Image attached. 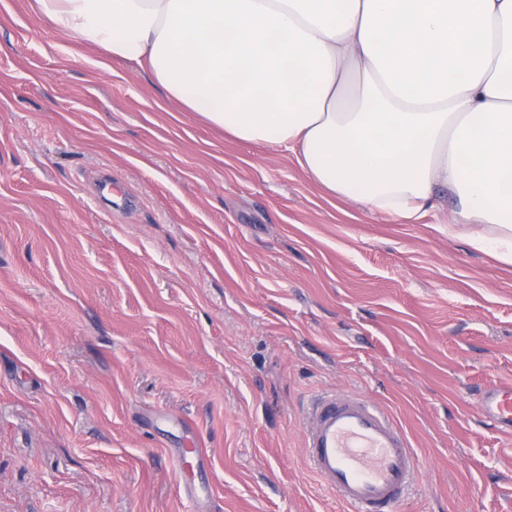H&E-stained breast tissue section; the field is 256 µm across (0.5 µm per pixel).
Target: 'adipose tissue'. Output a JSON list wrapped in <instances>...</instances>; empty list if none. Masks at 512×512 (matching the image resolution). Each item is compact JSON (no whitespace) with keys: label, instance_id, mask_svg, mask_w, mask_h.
Wrapping results in <instances>:
<instances>
[{"label":"adipose tissue","instance_id":"obj_1","mask_svg":"<svg viewBox=\"0 0 512 512\" xmlns=\"http://www.w3.org/2000/svg\"><path fill=\"white\" fill-rule=\"evenodd\" d=\"M225 137L288 152L329 197L407 221L457 197L512 264V0H36Z\"/></svg>","mask_w":512,"mask_h":512}]
</instances>
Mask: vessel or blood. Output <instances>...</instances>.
<instances>
[{
  "instance_id": "1",
  "label": "vessel or blood",
  "mask_w": 512,
  "mask_h": 512,
  "mask_svg": "<svg viewBox=\"0 0 512 512\" xmlns=\"http://www.w3.org/2000/svg\"><path fill=\"white\" fill-rule=\"evenodd\" d=\"M479 408L498 430L512 433V383L485 390ZM304 438L310 470L349 512H396L419 470L402 428L361 395L330 391L315 398L304 413Z\"/></svg>"
}]
</instances>
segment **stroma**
Here are the masks:
<instances>
[{
  "mask_svg": "<svg viewBox=\"0 0 512 512\" xmlns=\"http://www.w3.org/2000/svg\"><path fill=\"white\" fill-rule=\"evenodd\" d=\"M0 0V512H349L301 415L336 389L421 461L399 512H512V266L329 200L133 64ZM207 454L183 473L173 453ZM479 408L498 430L512 433V383H502L485 390Z\"/></svg>",
  "mask_w": 512,
  "mask_h": 512,
  "instance_id": "stroma-1",
  "label": "stroma"
}]
</instances>
